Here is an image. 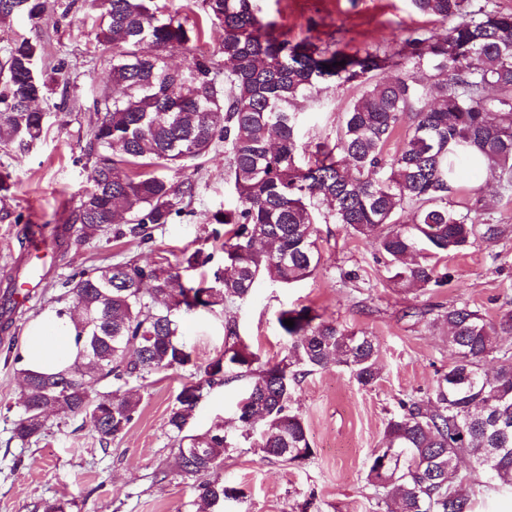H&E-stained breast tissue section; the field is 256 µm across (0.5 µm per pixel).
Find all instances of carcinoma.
Segmentation results:
<instances>
[{
  "mask_svg": "<svg viewBox=\"0 0 512 512\" xmlns=\"http://www.w3.org/2000/svg\"><path fill=\"white\" fill-rule=\"evenodd\" d=\"M202 5L222 27V65L199 55L172 67L168 54L189 49L199 33L157 0H71L65 8L85 10L97 43L112 46L113 92L93 101L90 188L73 217L80 237L90 240L116 224V238L151 241L194 197L190 179L173 182L166 172L189 167L220 142L236 202L209 218L211 237L224 242L222 265L206 285L187 288L171 265L133 259L78 268L61 282L65 296L52 312L70 318L80 351L56 373L21 370L13 428L21 442L39 439L54 416L88 420L99 443L110 445L139 405L132 384L191 362L177 313L243 300L261 279L291 285L311 278L320 265L319 222L371 241L391 279L421 288L449 281L442 259L512 233L511 225L487 222L477 205L453 201L459 170L469 163L457 146L478 150L502 192H512V12L474 0H412L418 13L448 25L445 36L417 28L398 51L351 53L334 41L289 39L258 15L253 0ZM46 9V0H10L0 6V23L22 17L36 28ZM39 55L23 34L4 48L1 148L25 151L40 140L45 113L36 103L49 83H69L62 65L48 77L36 74ZM390 69L398 74L380 78ZM330 83L359 93L336 142L309 152L298 137L303 103ZM401 130L390 155L387 146ZM407 205L413 221L402 224L398 212ZM213 259L197 248L182 262L190 268ZM436 320L448 325L453 363L430 393L400 400L387 419L366 475L380 510L393 500L396 512H472L489 491L512 490V310L492 322L464 303ZM276 322L287 353L275 363L241 340L235 321L225 322L224 353L182 388L170 410L167 425L179 467L196 483L199 512H223L233 495L219 476L228 448L224 425L184 434L205 390L247 379L248 403L238 409L236 428L250 434V418L259 415L254 447L300 464L312 456L305 425L290 407L300 378L332 365L363 387L379 378L374 337L308 307L282 309ZM490 358L498 364L492 376L483 370ZM101 383L111 389L95 390Z\"/></svg>",
  "mask_w": 512,
  "mask_h": 512,
  "instance_id": "carcinoma-1",
  "label": "carcinoma"
}]
</instances>
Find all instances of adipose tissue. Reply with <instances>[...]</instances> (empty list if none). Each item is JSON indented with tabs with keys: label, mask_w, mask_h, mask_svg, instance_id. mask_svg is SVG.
Returning <instances> with one entry per match:
<instances>
[{
	"label": "adipose tissue",
	"mask_w": 512,
	"mask_h": 512,
	"mask_svg": "<svg viewBox=\"0 0 512 512\" xmlns=\"http://www.w3.org/2000/svg\"><path fill=\"white\" fill-rule=\"evenodd\" d=\"M21 354L27 370L55 373L70 366L77 347L69 320L49 314L34 323L24 337Z\"/></svg>",
	"instance_id": "adipose-tissue-1"
}]
</instances>
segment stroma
Listing matches in <instances>:
<instances>
[{
    "instance_id": "35a3bbf8",
    "label": "stroma",
    "mask_w": 512,
    "mask_h": 512,
    "mask_svg": "<svg viewBox=\"0 0 512 512\" xmlns=\"http://www.w3.org/2000/svg\"><path fill=\"white\" fill-rule=\"evenodd\" d=\"M65 0H47L45 18L33 28L16 19L0 24V49L21 33L40 44L39 69L64 64L68 89L54 88L39 107L46 114L44 137L25 153L0 151V172L10 173L13 194L0 202V295L11 276L26 278L32 263L18 237L21 222L63 224L88 187L86 149L97 114L93 100L109 87L111 53L97 46L92 21L64 12ZM261 16L276 21L289 38H336L355 49L371 43L398 49L421 26L411 0H255ZM357 95L352 86H330L304 105L301 142L336 138L344 112ZM196 184L189 213L153 232L142 245L131 237L80 240L70 230L55 257L40 260L43 279L28 305L12 310L9 331L22 347L28 326L48 311L59 281L76 267L105 266L124 259H167L200 247L207 215L234 199L229 157L215 146L200 171L186 170ZM467 200H479L490 223L512 225V197L502 196L488 175L466 169L460 178ZM321 250L317 273L292 286L258 281L250 297L215 310L180 312L181 339L192 366L151 375L126 431L101 447L82 418H50L35 443L13 439L18 364L0 345V512H41L44 502H62L66 512H197L192 480L179 474L167 418L184 385L197 382V367L224 351V322L235 319L242 340L263 360L279 361L286 340L276 323L280 309L307 306L343 326L375 336L380 377L357 384L342 367L305 376L292 393L291 408L303 420L313 454L301 465L265 456L232 424L246 383L233 379L205 393L187 431L201 435L215 424L229 426L230 448L220 471L235 496L224 512H376L366 480L367 458L379 447L399 399L425 395L452 363L448 328L435 322L438 306L462 302L497 320L512 308V236L480 241L445 261L449 284L418 288L389 279L384 259L368 240L337 224L316 227Z\"/></svg>"
}]
</instances>
